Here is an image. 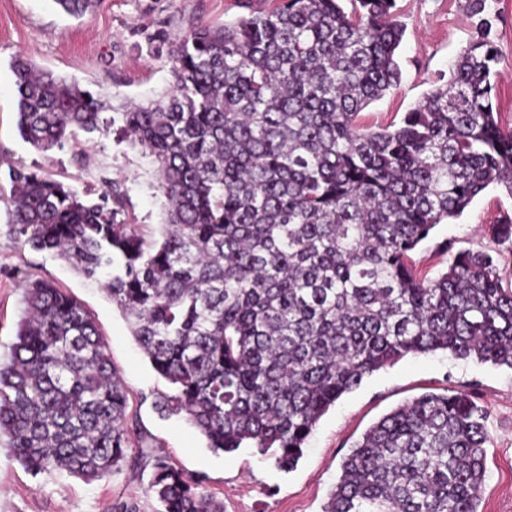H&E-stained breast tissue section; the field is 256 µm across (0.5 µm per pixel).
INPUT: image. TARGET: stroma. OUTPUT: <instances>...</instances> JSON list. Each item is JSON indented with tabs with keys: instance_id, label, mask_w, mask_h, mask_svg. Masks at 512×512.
I'll return each mask as SVG.
<instances>
[{
	"instance_id": "obj_1",
	"label": "stroma",
	"mask_w": 512,
	"mask_h": 512,
	"mask_svg": "<svg viewBox=\"0 0 512 512\" xmlns=\"http://www.w3.org/2000/svg\"><path fill=\"white\" fill-rule=\"evenodd\" d=\"M275 0H105L95 12L75 19L51 0H0V359L9 357L24 313V282L48 279L77 298L95 320L129 398L128 426L133 450L166 455L203 485L224 512H323L343 459L363 433L398 405L426 392H471L488 412L486 479L479 512H512V369L438 352L410 355L365 377L320 419L302 457L292 469L254 448L216 453L184 415L159 413L156 401L167 383L152 369L135 342L129 322L101 284L85 279L71 264L31 249L9 232L8 172L22 164L62 181L84 199L98 201L107 183L124 194L120 214L140 227L146 240L159 236L166 199L156 165L118 126L79 133L65 150L40 152L17 132V92L11 61L21 55L40 68L79 82L103 103L104 117L119 118L132 103L162 99L174 86L170 52L193 27H214L268 11ZM497 13L501 52L493 101L502 125L512 126V0H488ZM405 27L397 51L399 85L361 113L363 123L385 126L448 78V67L474 31L466 0H397ZM512 216V196L489 186L448 223L436 226L413 252L416 268L435 275L449 253L464 249L494 254L500 247L489 228ZM152 469L126 463L101 480L84 481L61 470L29 471L0 437V512H113L131 501L137 512H160L149 493Z\"/></svg>"
}]
</instances>
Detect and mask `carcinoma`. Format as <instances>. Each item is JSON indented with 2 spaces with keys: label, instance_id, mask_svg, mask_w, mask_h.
<instances>
[{
  "label": "carcinoma",
  "instance_id": "carcinoma-1",
  "mask_svg": "<svg viewBox=\"0 0 512 512\" xmlns=\"http://www.w3.org/2000/svg\"><path fill=\"white\" fill-rule=\"evenodd\" d=\"M79 18L96 0H52ZM278 0L172 48L167 102L121 113L158 165L167 222L148 242L120 193L87 203L37 170L10 169L11 229L72 263L132 319V334L215 452L252 447L292 467L322 416L408 355L447 352L512 369V287L500 257L410 260L491 185L512 194V127L493 108L498 17L467 0L474 35L400 123L361 112L401 79L396 0ZM17 127L32 148L99 129L77 84L14 61ZM512 244V217L490 228ZM0 364V435L30 471L86 481L129 452L127 392L96 323L52 282L24 289ZM486 414L468 393L427 392L369 427L323 512H478ZM161 512H224L203 482L149 456Z\"/></svg>",
  "mask_w": 512,
  "mask_h": 512
}]
</instances>
